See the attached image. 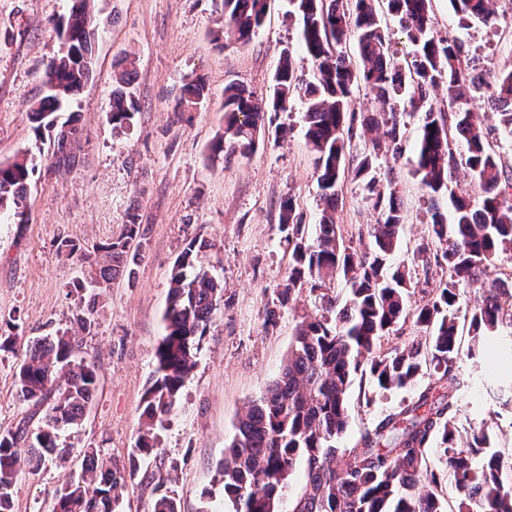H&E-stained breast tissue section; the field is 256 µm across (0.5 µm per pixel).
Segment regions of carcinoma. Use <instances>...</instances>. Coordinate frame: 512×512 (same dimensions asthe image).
<instances>
[{"mask_svg": "<svg viewBox=\"0 0 512 512\" xmlns=\"http://www.w3.org/2000/svg\"><path fill=\"white\" fill-rule=\"evenodd\" d=\"M70 2L67 17L56 28L66 50L51 60L47 93L27 112L37 135L51 134L58 167L75 163L76 156L67 148L81 137L82 128L75 115L57 124L56 112L64 97L93 75L94 31L87 0ZM290 2L301 43L314 61L312 81L304 87L296 82L285 51L270 97L257 99L245 87L228 83L224 136L213 144L212 152L251 155L276 115L286 111L295 97H306L305 137L324 208L312 231L293 201L282 205L280 224L291 268L279 300L285 305L306 288L319 291L326 313L302 318L278 377L239 415L221 470L224 496L234 512H279L280 490L301 461L306 485L297 512H446L436 476L426 463V450L439 436L440 458L461 493L456 512H512V458L507 460L492 449L486 424L471 429L463 447L457 444L455 426L460 393L467 386L457 368L460 291L496 267L501 255L512 253V166L496 150L500 136L512 138V61L504 63L493 84H488L485 73L471 65L464 42L433 35L431 0H385L413 47L402 64L390 50L377 0ZM449 2L463 27L475 19L486 25L497 21L498 0ZM222 6L224 42L244 45L263 26L269 0H222ZM350 38L355 42V63L338 50ZM130 81L131 71L124 63L112 85L109 117L114 125L130 124L138 112ZM359 82L385 104L406 96L412 110L421 113L414 176L429 195L446 196L451 206L449 215L432 213L431 246L416 255L426 268L434 263L447 269L448 278L413 310L408 305L411 269L399 266L390 274L384 272L399 247L403 216L395 189L378 188L379 140H371L354 167L378 211L377 223L367 227L372 250L359 252L348 245L335 221L338 191L350 166L355 137L352 88ZM442 82L447 83L450 112L429 102L431 90ZM487 92L503 107L499 126L493 128L484 126L473 111L474 102ZM207 97V83L196 75L183 88L175 110L195 109ZM385 122L388 148L397 154L403 138L399 113L389 110ZM284 131L275 127L277 133ZM462 162L479 187L473 196L459 194L453 187ZM35 171L26 154L0 161V211L12 212L16 224L27 223L28 186ZM146 233L135 209L110 242L89 250L61 238L57 250L76 258L87 271L77 287L101 290L114 280L133 276L139 258L133 243L141 242ZM208 247V241L193 238L173 263L164 335L144 398L142 435L129 468L102 461L98 448L84 449L77 484L68 483L58 491V512H122L125 474L136 473L140 460L152 455L153 430L174 410L224 298L221 278L197 261ZM337 282L346 290L342 299L331 294ZM100 299L101 294L95 293L80 309L81 332H92ZM329 312L334 318L327 316ZM409 317L428 331L427 336L381 350V338ZM467 319L473 339L471 358L484 357L490 343L512 346V281H492ZM75 348L76 337L57 332L29 345L19 365V397L44 409V415L35 431L24 422L0 430V512H12L15 482L23 465L39 466L69 454V449L59 447V435L82 421L97 382L93 366L77 357ZM425 374L430 380L411 401L381 417L348 453L337 454L336 443L349 423L347 393L355 377L369 380L384 394L412 386ZM155 493L151 512H181L168 489L159 485Z\"/></svg>", "mask_w": 512, "mask_h": 512, "instance_id": "carcinoma-1", "label": "carcinoma"}]
</instances>
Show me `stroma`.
I'll use <instances>...</instances> for the list:
<instances>
[{
  "label": "stroma",
  "instance_id": "stroma-1",
  "mask_svg": "<svg viewBox=\"0 0 512 512\" xmlns=\"http://www.w3.org/2000/svg\"><path fill=\"white\" fill-rule=\"evenodd\" d=\"M431 6L435 35L461 39L487 72L512 58L507 12H500L497 25L474 22L464 29L448 0ZM67 9L68 0H0V161L25 150L37 155L27 223L0 220V326L19 324L14 349L0 351V429L24 418L39 425V415L17 392L16 372L27 344L47 333L76 335L77 354L94 366L98 389L81 424L60 437L69 450L66 462L19 473L14 512H54L56 492L80 471L83 449H101L104 459L127 464L163 336L171 268L196 237L210 243L200 261L223 279L224 302L175 410L155 431L153 459L126 477L121 507L150 512L161 483L182 512H234L219 464L237 416L278 376L302 317L323 312L319 294L307 290L287 304L278 301L289 272L281 204L293 200L311 224L323 203L306 145L304 98H294L276 118L287 136L267 135L252 155H215L211 146L224 132L227 83L266 97L282 51L291 53L300 83L310 80L314 64L289 0H271L264 26L243 46L214 41L224 24L222 0H89L98 26L93 75L58 114L63 121L78 113L83 133L73 147L75 164L57 169L27 109L46 92L45 72L60 46L55 24ZM125 57L135 62L131 90L139 110L130 127L117 128L108 113L115 66ZM196 74L207 81V100L194 111L176 112V96ZM418 127V117H409L403 152L378 160L377 174L393 182L404 216L400 248L389 261L393 269L412 263L427 245L431 207L448 206L447 198H430L413 176ZM135 207L148 231L134 275L112 282L95 330L78 334L76 315L87 300L75 287L82 269L58 253L56 241L68 237L87 248L105 242ZM377 219L363 182L346 173L336 222L354 248L371 249L365 229ZM458 366L468 381L455 418L459 432L488 422L497 449L512 455V417L500 412L506 396L488 384L500 367L496 353L481 365L464 358ZM413 394L404 388L381 395L370 384L353 383L341 447H352Z\"/></svg>",
  "mask_w": 512,
  "mask_h": 512
}]
</instances>
